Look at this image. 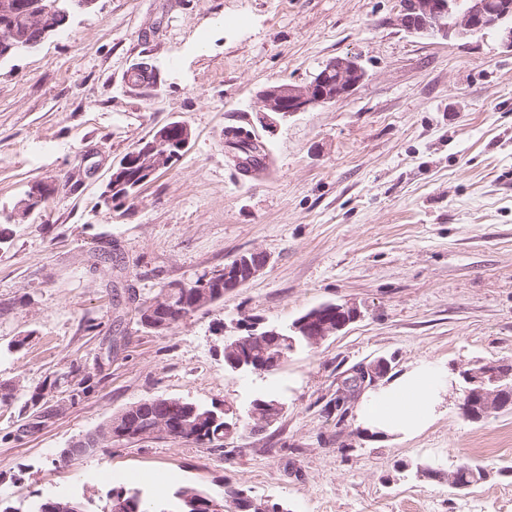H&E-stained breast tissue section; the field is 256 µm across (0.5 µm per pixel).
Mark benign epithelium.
<instances>
[{"label":"benign epithelium","mask_w":512,"mask_h":512,"mask_svg":"<svg viewBox=\"0 0 512 512\" xmlns=\"http://www.w3.org/2000/svg\"><path fill=\"white\" fill-rule=\"evenodd\" d=\"M94 3L95 0H70V8L62 11L54 20H48L45 17V14L54 12V6L44 7L42 13L37 15L38 37L29 43V47L34 49L46 39L56 36L59 28L67 24L75 13L88 9ZM394 24L410 34L441 36L446 39L449 37L465 39L480 33H494L502 30L505 32L507 47L512 48V26H507L503 23V18L488 12L486 0H399ZM364 77L365 71L356 58L338 57L324 64L306 85L274 83L260 90L258 99L266 112L285 120L299 112H306L314 106L346 98ZM191 138V129L185 123L182 125L181 140L175 144V149L171 150L167 148L168 131L157 132L147 142L148 152L141 154L133 152L122 162V166L129 168L140 165L143 167V172L151 177L160 170L170 167L178 157V152L188 147ZM332 312L336 313L334 323L326 319L319 321L317 315L313 314L297 321L291 329L300 333L310 345L319 346L356 319V311L346 304L333 305ZM261 326L262 323L257 321H248L239 325V330L248 331L249 336L237 339L229 347V350L237 356V359L231 361L235 369L238 370L245 364L242 348L256 342L265 343L271 337L278 336L274 330L259 331ZM389 370L390 363L382 358L355 366L350 370V376L342 380L336 390V406H343L347 399L374 385L377 380L386 376ZM461 377L466 384L463 389L461 408L467 409L476 402L480 406V414L486 416L512 404V371L503 365L492 363L480 371L464 370L461 372ZM279 409L281 405L274 402L251 411V416L265 430L275 423ZM121 419L120 415L115 417L112 431L99 437L97 442L86 437L71 442L68 447L60 451L58 462L68 463L76 458L93 455L99 451L100 441L104 439L109 442H121L158 435H172L165 421L161 419H156L135 432L120 427ZM97 494V489L88 487L84 490L82 498L60 500L52 504L51 510L52 512H85L83 501H89Z\"/></svg>","instance_id":"benign-epithelium-1"}]
</instances>
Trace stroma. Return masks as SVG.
Returning a JSON list of instances; mask_svg holds the SVG:
<instances>
[{
  "instance_id": "35a3bbf8",
  "label": "stroma",
  "mask_w": 512,
  "mask_h": 512,
  "mask_svg": "<svg viewBox=\"0 0 512 512\" xmlns=\"http://www.w3.org/2000/svg\"><path fill=\"white\" fill-rule=\"evenodd\" d=\"M397 0H98L37 49L0 64V500L97 494L140 477L156 512L171 491L245 490L291 512H512V407L458 406L404 442L372 436L333 401L352 366L387 359L461 371L512 362V49L500 35L414 37ZM366 71L344 100L266 129L259 91L306 84L329 60ZM148 63L156 81L129 82ZM192 140L130 209L107 210L112 168L160 127ZM262 138L265 175L243 176L224 128ZM54 185L40 210L18 206ZM258 276L157 334L136 315L160 288L237 255ZM358 318L280 369L224 367V341L257 317L284 326L320 304ZM47 393L31 404L39 388ZM284 406L222 447L156 436L59 463L62 448L158 396L246 413ZM477 464V484L448 488ZM257 400H263L266 402L274 401V399L266 395H259L250 402V406L253 402ZM279 409L283 410L282 405H279L277 402H273L272 404H268V407H261L258 408L257 410L253 409L251 411V416L258 422L259 426H261L263 431L275 423V421L278 418L277 412ZM455 470L458 472L460 483L466 487L479 482L485 476V472L482 468L472 466L469 463H463L459 465ZM458 478L455 472H448V486L456 487L455 484H458Z\"/></svg>"
}]
</instances>
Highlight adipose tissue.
<instances>
[{"label": "adipose tissue", "mask_w": 512, "mask_h": 512, "mask_svg": "<svg viewBox=\"0 0 512 512\" xmlns=\"http://www.w3.org/2000/svg\"><path fill=\"white\" fill-rule=\"evenodd\" d=\"M453 386L452 375L425 365L411 367L387 385L361 395L357 423L380 438L413 439L439 418V407Z\"/></svg>", "instance_id": "obj_1"}]
</instances>
